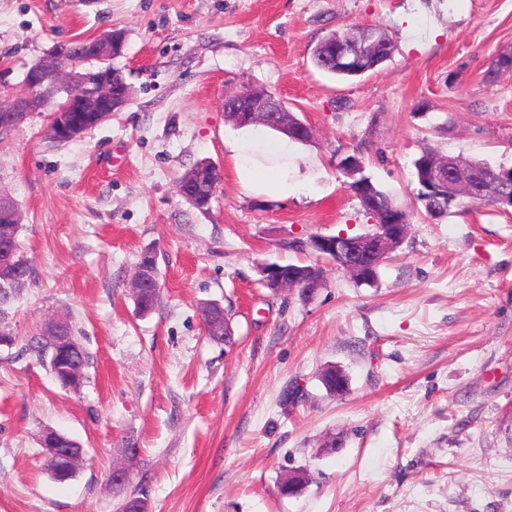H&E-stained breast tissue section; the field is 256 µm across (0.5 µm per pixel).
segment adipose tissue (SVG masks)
<instances>
[{
  "instance_id": "obj_1",
  "label": "adipose tissue",
  "mask_w": 512,
  "mask_h": 512,
  "mask_svg": "<svg viewBox=\"0 0 512 512\" xmlns=\"http://www.w3.org/2000/svg\"><path fill=\"white\" fill-rule=\"evenodd\" d=\"M235 169L240 181L258 194L269 192L286 197L294 194L301 185L296 172L287 166L262 168L252 159L253 144L251 139L242 137L230 144Z\"/></svg>"
}]
</instances>
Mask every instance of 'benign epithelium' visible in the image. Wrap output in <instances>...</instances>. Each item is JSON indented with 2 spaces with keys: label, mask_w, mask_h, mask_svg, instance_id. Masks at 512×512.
Listing matches in <instances>:
<instances>
[{
  "label": "benign epithelium",
  "mask_w": 512,
  "mask_h": 512,
  "mask_svg": "<svg viewBox=\"0 0 512 512\" xmlns=\"http://www.w3.org/2000/svg\"><path fill=\"white\" fill-rule=\"evenodd\" d=\"M125 37L113 31L103 38L86 40L83 56L67 57L60 50L50 54L33 66L25 77L27 92L17 96L6 109L0 128L7 130L20 122L23 117L44 104V95L38 91L49 79H54L57 87L67 91L65 99L53 111L48 132L57 142H67L80 136L85 129L73 116L74 112H91L97 122H102L112 111L128 104L124 90L112 86V72L106 68L91 71L85 64L96 60L107 63L120 56L124 48ZM336 68L364 74L373 71L388 61L394 50L382 30L366 31L354 34L345 41H335ZM224 116L238 127L248 125H266L299 141H309L312 131L284 102L273 93L258 87H250L224 96ZM339 168L347 178L346 185L360 200L363 208L375 215L371 230L357 236L314 235L306 242H299V249L311 248L330 259L336 267L343 270L359 284H373L376 280L374 268L362 261V255L370 252L381 258L399 248L405 241L409 225L395 209L375 210V201L371 196V185L363 176L364 162L360 151L354 150L339 162ZM420 183L429 189V193L441 199L442 208L436 213L446 215L451 206L462 196L482 199L485 185L476 173H470L462 167L448 166V159L437 157L420 164ZM496 184L500 190L492 195V203L512 207V168H500L496 173ZM144 265L137 268L130 292L135 298L143 294L148 285L145 267L152 263L154 256L145 253ZM261 282L275 294H300L312 298L326 285L325 275L305 276L302 270L285 271L274 262H266L259 267ZM212 330L229 342L233 330L228 320L222 318L224 308L213 303ZM68 320L53 317L48 321V329L57 339L61 354L59 369L65 375L67 389L77 391L81 388L82 365L78 360V349L64 336ZM41 446L46 455L63 463L68 470L77 469L82 454H74L71 449L61 447L59 432L49 429L41 435ZM139 448L128 442L123 449V459L113 465L109 474L112 488L124 487L129 483L130 475L138 463Z\"/></svg>",
  "instance_id": "benign-epithelium-1"
}]
</instances>
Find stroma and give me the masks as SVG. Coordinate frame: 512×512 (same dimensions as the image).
<instances>
[{"mask_svg":"<svg viewBox=\"0 0 512 512\" xmlns=\"http://www.w3.org/2000/svg\"><path fill=\"white\" fill-rule=\"evenodd\" d=\"M354 26L386 32L392 58L317 69L315 46ZM116 29L125 107L67 143L48 135L50 102L0 135V195L34 268L0 331L21 343L63 315L91 355L74 393L0 350V512H117L125 440L148 512H512V208L430 217L412 167L427 147L512 167V74L486 82L512 50V0H0V107L55 45ZM244 87L312 130L289 157L308 179L293 196L246 188L224 147L241 135L224 94ZM359 146L409 216L405 242L374 285L328 262L314 299L272 294L261 263L316 260L294 241L369 230L338 166ZM202 160L223 175L205 212L176 192ZM147 251L161 300L143 317L129 287ZM210 301L233 345L206 338ZM331 366L344 393L321 382ZM46 428L85 450L67 482L44 465ZM295 468L307 487L280 496ZM139 448L135 443L128 442L126 448L123 449V459L121 462L114 464L112 472L109 474V483L112 489L125 487L130 480V475L138 463Z\"/></svg>","mask_w":512,"mask_h":512,"instance_id":"35a3bbf8","label":"stroma"}]
</instances>
